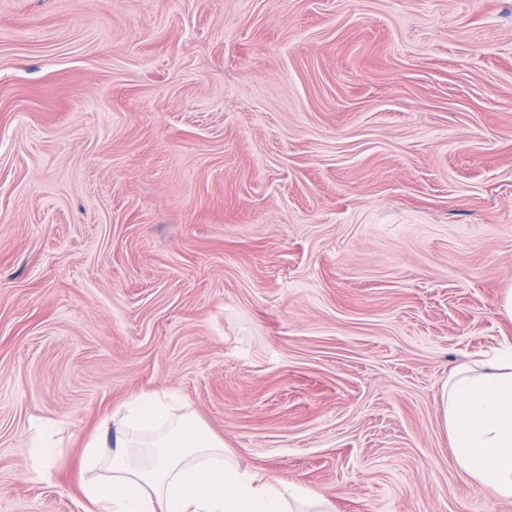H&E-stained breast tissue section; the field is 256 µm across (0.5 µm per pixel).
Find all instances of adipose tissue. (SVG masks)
<instances>
[{"mask_svg":"<svg viewBox=\"0 0 512 512\" xmlns=\"http://www.w3.org/2000/svg\"><path fill=\"white\" fill-rule=\"evenodd\" d=\"M441 406L453 467L512 500V348L451 375ZM82 463L104 472L83 488L88 512H333L328 498L243 467L193 415L153 394L114 411Z\"/></svg>","mask_w":512,"mask_h":512,"instance_id":"ef3b65f1","label":"adipose tissue"}]
</instances>
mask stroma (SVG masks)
<instances>
[{"label": "stroma", "instance_id": "35a3bbf8", "mask_svg": "<svg viewBox=\"0 0 512 512\" xmlns=\"http://www.w3.org/2000/svg\"><path fill=\"white\" fill-rule=\"evenodd\" d=\"M510 286L512 0H0V512L151 391L335 512H512L439 411Z\"/></svg>", "mask_w": 512, "mask_h": 512}]
</instances>
